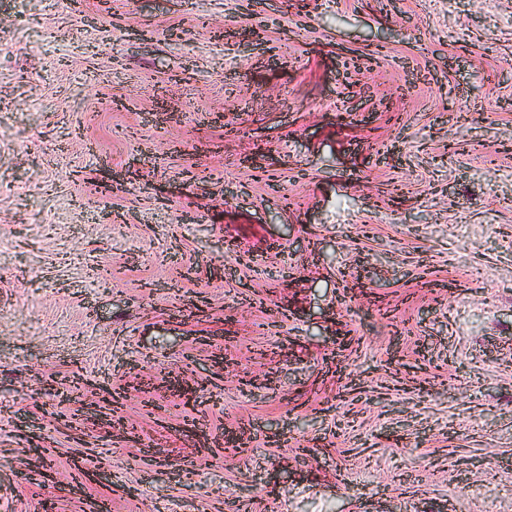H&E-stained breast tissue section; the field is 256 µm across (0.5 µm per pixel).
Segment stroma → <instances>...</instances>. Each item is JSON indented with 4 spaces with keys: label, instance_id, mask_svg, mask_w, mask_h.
I'll list each match as a JSON object with an SVG mask.
<instances>
[{
    "label": "stroma",
    "instance_id": "1",
    "mask_svg": "<svg viewBox=\"0 0 512 512\" xmlns=\"http://www.w3.org/2000/svg\"><path fill=\"white\" fill-rule=\"evenodd\" d=\"M2 487L512 512V0H0Z\"/></svg>",
    "mask_w": 512,
    "mask_h": 512
}]
</instances>
